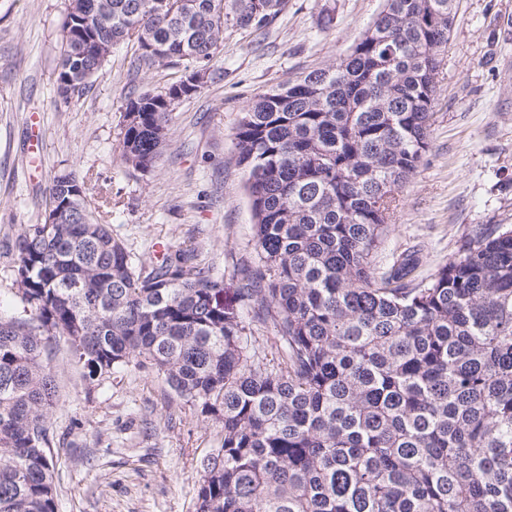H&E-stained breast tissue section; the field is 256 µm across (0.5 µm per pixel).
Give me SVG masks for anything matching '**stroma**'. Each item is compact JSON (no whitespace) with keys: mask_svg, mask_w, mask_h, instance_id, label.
<instances>
[{"mask_svg":"<svg viewBox=\"0 0 512 512\" xmlns=\"http://www.w3.org/2000/svg\"><path fill=\"white\" fill-rule=\"evenodd\" d=\"M68 0H0V308L19 302L10 271L20 225L44 217L54 176L90 179L88 200L112 195V235L142 260L196 243L236 284L254 265L252 213L234 134L250 100L339 64L384 0H288L263 33L224 31L219 78L180 101L167 150L141 173L121 161L129 97L177 81L182 66L135 70L132 45L113 48L87 92L57 93ZM512 0H455L435 77L430 147L396 193L377 269L416 253L415 279L445 265L467 237L512 224ZM61 400L45 418L57 512H196L202 462L222 444L218 422L156 374L129 365L89 381L65 338L46 361Z\"/></svg>","mask_w":512,"mask_h":512,"instance_id":"35a3bbf8","label":"stroma"}]
</instances>
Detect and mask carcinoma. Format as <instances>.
Segmentation results:
<instances>
[{
    "instance_id": "cac0c4a2",
    "label": "carcinoma",
    "mask_w": 512,
    "mask_h": 512,
    "mask_svg": "<svg viewBox=\"0 0 512 512\" xmlns=\"http://www.w3.org/2000/svg\"><path fill=\"white\" fill-rule=\"evenodd\" d=\"M454 0H385L336 67L246 103L235 133L257 264L233 295L197 246L145 265L99 217L87 180L53 178L9 248L20 312L0 310V512H56L44 365L63 336L92 381L149 367L221 424L196 512H512V225L473 236L429 277L371 257L394 193L429 149ZM284 0H69L58 92L80 97L118 43L137 70L219 72L224 29L263 31ZM88 41L108 50L85 54ZM177 80L127 100L122 162L167 147ZM79 218L71 219V215ZM253 319L275 355L248 347Z\"/></svg>"
}]
</instances>
